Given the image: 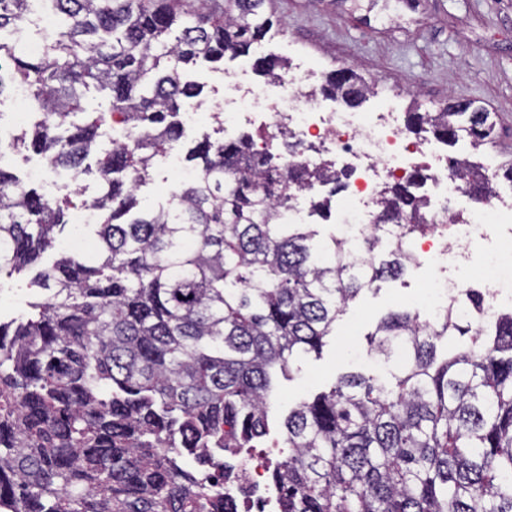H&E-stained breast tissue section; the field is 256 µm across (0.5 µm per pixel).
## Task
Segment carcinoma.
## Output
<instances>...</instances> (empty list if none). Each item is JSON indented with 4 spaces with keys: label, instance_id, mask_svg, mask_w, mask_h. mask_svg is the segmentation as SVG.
<instances>
[{
    "label": "carcinoma",
    "instance_id": "carcinoma-1",
    "mask_svg": "<svg viewBox=\"0 0 512 512\" xmlns=\"http://www.w3.org/2000/svg\"><path fill=\"white\" fill-rule=\"evenodd\" d=\"M30 0H0V29ZM50 0L67 25L38 55L0 42V95L27 88L39 119L13 138L80 177L108 118L76 121L81 89L112 95L134 131L99 160L93 252L60 253L37 273L46 291L18 323L0 322V512H228L218 479L226 453L270 434L278 374L320 354L351 303L411 268L388 222L425 234L415 172L388 184L378 232L360 259L334 236L280 213L325 168L280 171L253 137L205 138L190 151L196 177L167 206L133 212L134 190L157 156L179 146L174 117L199 95L180 69L199 59L251 56L273 80L285 59L254 54L273 25L266 0ZM369 84L331 70L323 91L349 100ZM405 129L477 149L493 139L489 114L466 103L409 112ZM0 168V274L23 272L54 247L68 198L49 199ZM392 312L368 333L391 380L361 373L289 410L288 455L270 469L280 512H512V311L496 335L461 321L435 328ZM469 345L437 357L435 340Z\"/></svg>",
    "mask_w": 512,
    "mask_h": 512
}]
</instances>
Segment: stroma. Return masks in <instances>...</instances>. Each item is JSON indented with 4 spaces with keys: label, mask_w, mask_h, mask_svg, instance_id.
<instances>
[{
    "label": "stroma",
    "mask_w": 512,
    "mask_h": 512,
    "mask_svg": "<svg viewBox=\"0 0 512 512\" xmlns=\"http://www.w3.org/2000/svg\"><path fill=\"white\" fill-rule=\"evenodd\" d=\"M274 24L264 39L267 53L291 55L321 72L349 66L366 81L382 85L402 111L436 112L451 101H470L490 112L495 138L477 150L473 161L496 171L512 162V0H268ZM247 56L200 63L184 70L183 80L202 88L184 100L194 113L182 141L192 146L215 134L212 118L224 97L225 71L252 69ZM34 269L0 276V320L28 315L41 297L32 284ZM425 275L409 271L382 284L378 293H363L350 307L321 357L296 361L279 377L273 396L272 422L283 421L297 401L322 390L337 375L381 372L366 333L389 311L417 304Z\"/></svg>",
    "instance_id": "1"
}]
</instances>
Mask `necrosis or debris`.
I'll list each match as a JSON object with an SVG mask.
<instances>
[{
    "mask_svg": "<svg viewBox=\"0 0 512 512\" xmlns=\"http://www.w3.org/2000/svg\"><path fill=\"white\" fill-rule=\"evenodd\" d=\"M316 77L313 69L292 67L274 90L243 72L225 73V129L253 130L256 149L271 153L284 167L345 159L347 194L338 232L355 248L375 229L373 216L384 187L424 171L420 189L431 230L404 238L412 267L427 275L421 322L432 324L453 306L474 330H491L503 302H512V250L490 241L494 235L512 237V198L468 206L463 178L433 141L405 136L398 113L390 110L336 109ZM475 282L484 299L477 311L467 306ZM266 466L265 459L249 454L225 464L224 491L234 512H277L279 491L266 483Z\"/></svg>",
    "mask_w": 512,
    "mask_h": 512,
    "instance_id": "necrosis-or-debris-1",
    "label": "necrosis or debris"
}]
</instances>
